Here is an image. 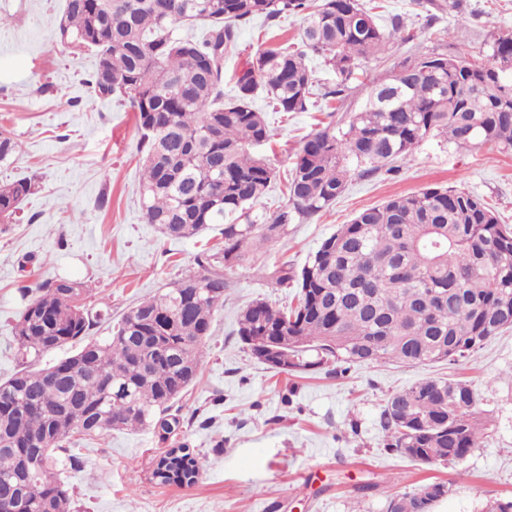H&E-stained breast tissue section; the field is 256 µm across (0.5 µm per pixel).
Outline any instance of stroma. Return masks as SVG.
Wrapping results in <instances>:
<instances>
[{
	"instance_id": "35a3bbf8",
	"label": "stroma",
	"mask_w": 512,
	"mask_h": 512,
	"mask_svg": "<svg viewBox=\"0 0 512 512\" xmlns=\"http://www.w3.org/2000/svg\"><path fill=\"white\" fill-rule=\"evenodd\" d=\"M378 21L401 17L415 38L391 43L365 70L387 76L423 53L469 52L486 62L494 35L512 32V0H458L429 16L417 0H375ZM64 0H0V126L21 150L0 163V184L35 182L12 223L0 224V383L21 367L14 327L23 285L67 278L83 302L102 313L90 336L102 339L139 301L173 285L196 254L219 248L218 229L173 239L146 223L139 199L140 133L133 112L85 84L96 57L61 43ZM302 21L288 16L243 24L224 57V94L257 50L293 45ZM272 130L257 153L278 173L292 166L302 140L325 127L328 113L288 114L257 101ZM479 197L512 225V152L491 145L459 151L424 141L396 170L364 175L352 167L346 189L328 209L289 225L274 246L254 248L227 271L224 302L213 313L196 386L180 401L184 424L160 443L153 429L110 430L76 439L79 460L60 479L71 512H386L390 495L432 481L452 482L433 512H480L490 497L512 496V330L456 365H354L346 373L290 374L257 362L237 335L236 318L255 298L283 305L292 288L267 279L274 266L302 268L321 243L360 211L431 186ZM428 376L470 383L493 424L455 465H422L387 452L380 412L386 396ZM187 446L201 464L195 483L161 485L152 477L166 449Z\"/></svg>"
}]
</instances>
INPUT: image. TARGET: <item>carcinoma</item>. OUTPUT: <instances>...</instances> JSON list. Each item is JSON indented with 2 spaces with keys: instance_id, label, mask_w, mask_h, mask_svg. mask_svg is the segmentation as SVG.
Returning a JSON list of instances; mask_svg holds the SVG:
<instances>
[{
  "instance_id": "cac0c4a2",
  "label": "carcinoma",
  "mask_w": 512,
  "mask_h": 512,
  "mask_svg": "<svg viewBox=\"0 0 512 512\" xmlns=\"http://www.w3.org/2000/svg\"><path fill=\"white\" fill-rule=\"evenodd\" d=\"M302 19L301 48H266L250 57L224 99V51L238 27L256 18ZM200 27L179 35L176 26ZM60 36L92 49L86 84L135 113L144 216L164 234L192 238L222 225L224 250L204 251L175 284L130 308L112 335L82 343L100 315L72 304L83 286L64 278L37 285L14 327L18 355L35 361L67 345L78 349L43 369L23 368L0 384V497L16 494L29 512H70L54 471L77 464L62 442L106 429L153 428L179 434L176 401L200 378L204 342L224 302V271L248 259L253 240L274 246L297 218L312 217L345 190L350 165L377 172L405 159L430 137L460 149L494 144L512 151V34L495 36L488 61L420 55L371 81L363 107L342 126L309 135L288 180V202L272 217L254 213L275 169L250 148L272 137L254 102L276 112L314 105L306 59L336 74L325 103L340 100L363 63L414 34L392 20L387 30L360 0H65ZM20 149L0 126V161ZM32 180L0 185V221L9 220ZM269 277L296 285V305L257 299L240 310L238 336L272 368L334 374L353 365L456 364L512 330V227L478 197L431 187L357 214L323 241L296 272ZM288 337V362L262 346ZM491 425L474 390L446 377L424 378L389 394L380 426L384 448L420 464L454 465L478 447ZM452 490L432 482L388 501L387 512H432Z\"/></svg>"
}]
</instances>
